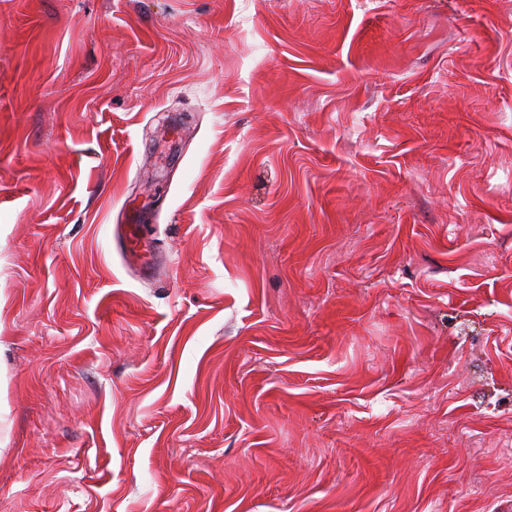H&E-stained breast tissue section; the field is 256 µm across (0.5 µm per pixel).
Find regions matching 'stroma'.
I'll return each mask as SVG.
<instances>
[{"label":"stroma","instance_id":"1","mask_svg":"<svg viewBox=\"0 0 512 512\" xmlns=\"http://www.w3.org/2000/svg\"><path fill=\"white\" fill-rule=\"evenodd\" d=\"M0 512H512V0H0Z\"/></svg>","mask_w":512,"mask_h":512}]
</instances>
